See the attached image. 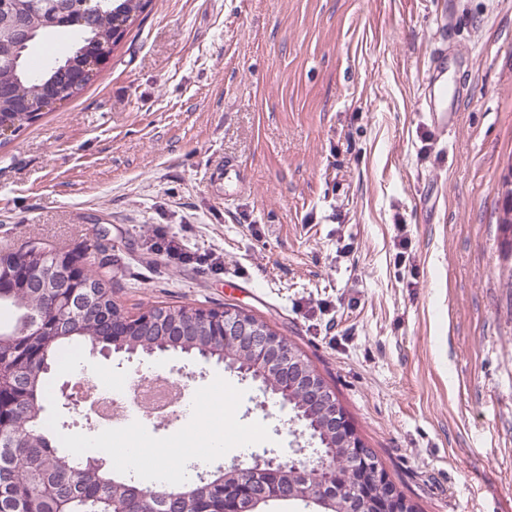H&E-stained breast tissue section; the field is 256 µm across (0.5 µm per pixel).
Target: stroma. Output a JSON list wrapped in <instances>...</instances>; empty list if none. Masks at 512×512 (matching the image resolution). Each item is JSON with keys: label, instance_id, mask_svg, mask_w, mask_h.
<instances>
[{"label": "stroma", "instance_id": "obj_1", "mask_svg": "<svg viewBox=\"0 0 512 512\" xmlns=\"http://www.w3.org/2000/svg\"><path fill=\"white\" fill-rule=\"evenodd\" d=\"M448 19L459 108L441 135L421 90ZM511 168L512 0H152L90 86L0 140V251L80 254L133 314L248 311L309 356L421 512H512ZM139 371L234 392L219 452L198 408L137 418L175 485L308 461L278 398L179 352L70 350L42 400L57 446L159 479L60 391Z\"/></svg>", "mask_w": 512, "mask_h": 512}]
</instances>
